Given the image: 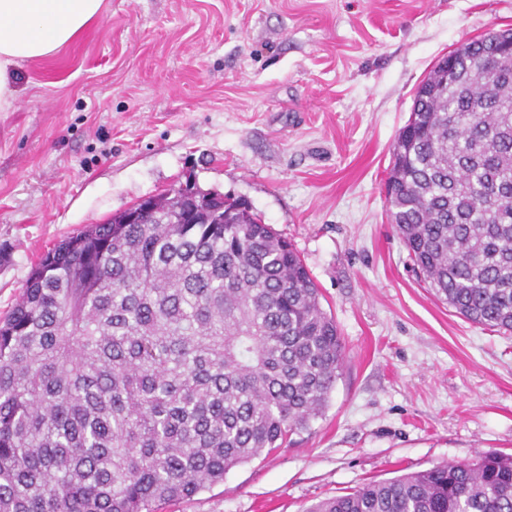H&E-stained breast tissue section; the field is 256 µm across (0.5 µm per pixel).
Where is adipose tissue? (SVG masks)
I'll use <instances>...</instances> for the list:
<instances>
[{
  "label": "adipose tissue",
  "instance_id": "ef3b65f1",
  "mask_svg": "<svg viewBox=\"0 0 512 512\" xmlns=\"http://www.w3.org/2000/svg\"><path fill=\"white\" fill-rule=\"evenodd\" d=\"M104 0H0V112L12 111L11 71L49 56L101 17Z\"/></svg>",
  "mask_w": 512,
  "mask_h": 512
}]
</instances>
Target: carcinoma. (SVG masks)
<instances>
[{
    "label": "carcinoma",
    "mask_w": 512,
    "mask_h": 512,
    "mask_svg": "<svg viewBox=\"0 0 512 512\" xmlns=\"http://www.w3.org/2000/svg\"><path fill=\"white\" fill-rule=\"evenodd\" d=\"M416 91L385 183L435 295L512 332V53L482 36ZM154 197L67 236L0 319V512H162L327 407L345 343L293 245L239 199ZM195 221L182 223L185 211ZM306 512H512L490 452Z\"/></svg>",
    "instance_id": "cac0c4a2"
}]
</instances>
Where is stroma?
Returning a JSON list of instances; mask_svg holds the SVG:
<instances>
[{
	"mask_svg": "<svg viewBox=\"0 0 512 512\" xmlns=\"http://www.w3.org/2000/svg\"><path fill=\"white\" fill-rule=\"evenodd\" d=\"M507 28L512 0H105L75 42L16 69L0 112V316L55 243L192 174L293 243L344 339L308 430L166 512H304L512 453V335L420 281L384 188L420 82Z\"/></svg>",
	"mask_w": 512,
	"mask_h": 512,
	"instance_id": "stroma-1",
	"label": "stroma"
}]
</instances>
